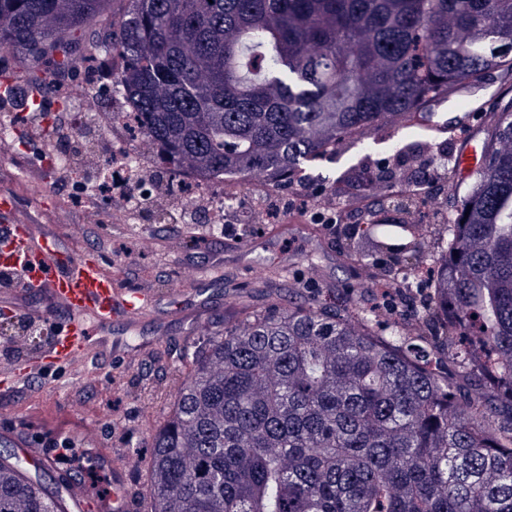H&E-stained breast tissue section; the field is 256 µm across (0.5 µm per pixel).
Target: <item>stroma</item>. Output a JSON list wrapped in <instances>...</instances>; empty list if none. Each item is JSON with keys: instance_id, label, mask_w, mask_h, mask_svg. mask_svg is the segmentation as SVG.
<instances>
[{"instance_id": "obj_1", "label": "stroma", "mask_w": 512, "mask_h": 512, "mask_svg": "<svg viewBox=\"0 0 512 512\" xmlns=\"http://www.w3.org/2000/svg\"><path fill=\"white\" fill-rule=\"evenodd\" d=\"M0 71L13 74L20 88H30L35 81L41 84L40 111L14 99L6 121L0 123V187L11 188L22 207L40 206L43 220L55 224L66 242L77 252L98 258L123 285L155 288L162 298L187 305L201 295L207 299L199 318L173 321L147 343L132 336V344L141 348L134 361L94 357L80 370L54 371L0 398L10 409L9 417L0 421V436L22 435L44 447L60 433L73 436L85 423H95L103 432L102 447L120 458L138 457L132 485L144 491L150 477L147 444L168 417L178 387L173 376L184 367L201 331L222 332L225 319L243 304L261 307L265 298L258 284L273 268L281 272L279 290L292 299L306 300L333 288L340 302L369 305L373 297L365 291L366 274L373 263L360 261L359 272H351L343 253L344 224H323L317 217L328 214L331 206L352 201L341 184L352 167L362 164L400 173L412 170L414 162L391 156L385 139L391 124L383 120L339 142L335 160L306 164L295 198L283 202L278 217L265 209L256 212L250 229L242 228L236 211L227 214L224 234L204 223L133 224L124 214L106 213L99 223L90 224L85 207L61 186L63 179H80L83 170L75 163L57 165V137L47 133L43 115L82 113V138L96 144L120 94L107 83L96 94L73 96L55 90L46 86L44 74L30 76L27 62L7 51H0ZM464 97L472 104L458 109L456 103ZM511 97L512 73L496 72L476 91H450L424 102L401 122L422 128L429 151L453 158L467 144L481 142L490 113ZM363 139L372 144L366 159L358 152ZM437 174L420 207L392 216L394 222L419 225L428 255L437 251L447 234L444 217L458 194L457 180L449 170L441 168Z\"/></svg>"}]
</instances>
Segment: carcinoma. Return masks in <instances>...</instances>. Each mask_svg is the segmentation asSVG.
I'll list each match as a JSON object with an SVG mask.
<instances>
[{"instance_id":"cac0c4a2","label":"carcinoma","mask_w":512,"mask_h":512,"mask_svg":"<svg viewBox=\"0 0 512 512\" xmlns=\"http://www.w3.org/2000/svg\"><path fill=\"white\" fill-rule=\"evenodd\" d=\"M0 0V48L51 72L118 47L112 86L166 172L288 180L346 134L512 72V0ZM392 154L424 147L409 128ZM448 209L418 323L281 301L202 336L151 437L150 512H512V97ZM422 269L417 225L345 238ZM478 375L462 395L443 364ZM0 512H66L0 455Z\"/></svg>"}]
</instances>
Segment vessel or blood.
Here are the masks:
<instances>
[{
	"mask_svg": "<svg viewBox=\"0 0 512 512\" xmlns=\"http://www.w3.org/2000/svg\"><path fill=\"white\" fill-rule=\"evenodd\" d=\"M0 225L8 229L0 237V271L15 274L20 282L19 288L0 290V309L23 312L27 300L35 299L47 311L64 316L38 350L21 361L0 362L1 391H10L54 366L75 370L94 356L133 358L128 334L148 324L159 328L188 314L180 302L162 303L155 289L122 287L112 270L95 257L74 253L53 225L39 223L31 210L18 204L12 191L2 187ZM15 446L30 466H50L45 451L29 439L16 438ZM100 461L112 470L107 512H138L139 502L128 493L130 466L105 451ZM63 490L79 512H94L96 504L84 484L68 481Z\"/></svg>",
	"mask_w": 512,
	"mask_h": 512,
	"instance_id": "obj_1",
	"label": "vessel or blood"
}]
</instances>
